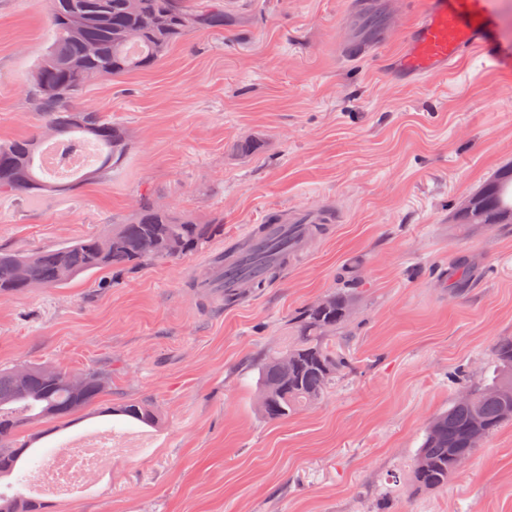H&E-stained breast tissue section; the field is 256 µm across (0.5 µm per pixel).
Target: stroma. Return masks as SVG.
Returning <instances> with one entry per match:
<instances>
[{"mask_svg":"<svg viewBox=\"0 0 512 512\" xmlns=\"http://www.w3.org/2000/svg\"><path fill=\"white\" fill-rule=\"evenodd\" d=\"M220 34L176 42L156 68L99 81L80 108L124 124L133 147L110 179L27 199L0 195V250L33 252L107 231L140 195L224 222L202 251L0 296V367L98 369L112 390L79 423L36 443L14 489L64 441L108 429L112 466L53 512H512V421L446 487L408 475L448 375L491 374L512 337V224H455L453 212L512 166V0H493L498 62L453 75L391 77L407 28L370 56L350 0H231ZM49 38L41 0H0V139L36 132L27 85ZM256 139L258 150L238 145ZM314 209L322 234L279 281L209 305L193 286L218 251L274 213ZM466 258L463 291L448 266ZM355 280L339 337L351 356L318 403L288 419L257 412L259 361L289 321ZM146 401L157 427L101 408Z\"/></svg>","mask_w":512,"mask_h":512,"instance_id":"obj_1","label":"stroma"}]
</instances>
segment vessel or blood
I'll return each instance as SVG.
<instances>
[{
	"instance_id": "b4317fda",
	"label": "vessel or blood",
	"mask_w": 512,
	"mask_h": 512,
	"mask_svg": "<svg viewBox=\"0 0 512 512\" xmlns=\"http://www.w3.org/2000/svg\"><path fill=\"white\" fill-rule=\"evenodd\" d=\"M493 27L490 0H426L398 67L418 79L453 72L470 51L491 45ZM311 222V216H295L267 225L262 235L242 238L225 250L223 262L209 263L206 277L196 279V288L211 302L223 303L225 297L237 294L242 274L250 270L248 257L253 253L266 255L261 277L273 279L285 269L276 246H287L292 252L306 247L311 239Z\"/></svg>"
}]
</instances>
